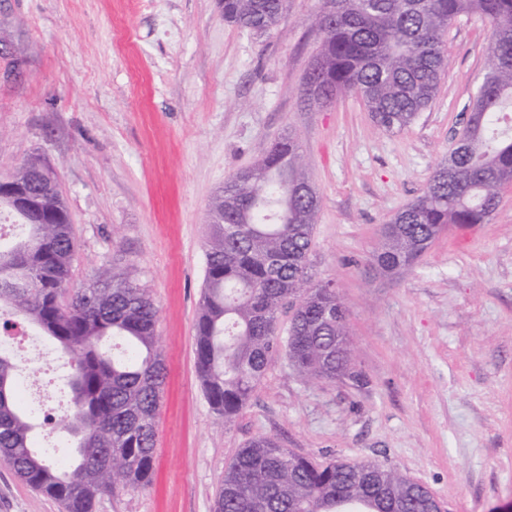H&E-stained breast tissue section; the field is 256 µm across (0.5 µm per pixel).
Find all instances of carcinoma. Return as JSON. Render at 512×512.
I'll use <instances>...</instances> for the list:
<instances>
[{
    "label": "carcinoma",
    "instance_id": "1",
    "mask_svg": "<svg viewBox=\"0 0 512 512\" xmlns=\"http://www.w3.org/2000/svg\"><path fill=\"white\" fill-rule=\"evenodd\" d=\"M285 0H224V21L258 36ZM490 25L485 73L467 118L426 189L383 225L371 258L393 277L413 267L449 227L487 224L512 186V0H320L319 50L302 89L306 106L352 93L374 124L410 126L434 100L448 67L445 35L458 17ZM12 179L41 191L34 215L0 194L20 224L0 243V329L36 328L69 358L72 407L56 422L65 447L44 453L33 431L50 416L16 396L19 364L0 349V463L64 512H95L117 488L138 491L154 469L157 414L167 369L159 310L123 271L65 299L74 238L60 187L23 163ZM320 197L299 143L285 135L224 182L209 206L204 289L196 320V371L213 413L235 422L276 357L302 380L367 385L351 364L347 313L330 282L311 284L308 258ZM290 306L288 327L279 313ZM214 512H439L424 485L377 462L316 464L258 436L224 470Z\"/></svg>",
    "mask_w": 512,
    "mask_h": 512
}]
</instances>
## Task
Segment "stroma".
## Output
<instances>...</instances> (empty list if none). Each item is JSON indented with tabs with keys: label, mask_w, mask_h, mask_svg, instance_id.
Masks as SVG:
<instances>
[{
	"label": "stroma",
	"mask_w": 512,
	"mask_h": 512,
	"mask_svg": "<svg viewBox=\"0 0 512 512\" xmlns=\"http://www.w3.org/2000/svg\"><path fill=\"white\" fill-rule=\"evenodd\" d=\"M317 7L287 0L259 39L225 23L220 0H0V177L34 156L54 169L75 237L70 290L125 269L159 309L169 376L153 482L102 496L96 512H211L225 466L258 435L320 464L396 467L445 512L512 502V187L464 244L444 233L393 278L369 265L382 225L447 155L489 26H449L434 101L386 131L350 93L302 104ZM287 134L321 199L310 273L338 290L369 383L303 384L278 359L226 426L195 365L208 206ZM0 512L62 507L0 464Z\"/></svg>",
	"instance_id": "35a3bbf8"
}]
</instances>
